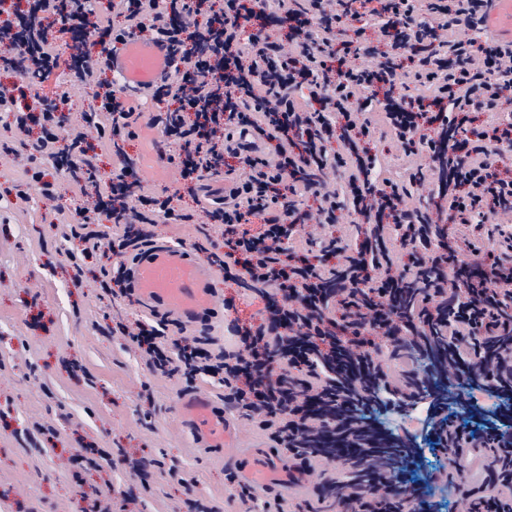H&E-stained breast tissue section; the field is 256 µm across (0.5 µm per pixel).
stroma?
I'll use <instances>...</instances> for the list:
<instances>
[{
  "label": "stroma",
  "mask_w": 512,
  "mask_h": 512,
  "mask_svg": "<svg viewBox=\"0 0 512 512\" xmlns=\"http://www.w3.org/2000/svg\"><path fill=\"white\" fill-rule=\"evenodd\" d=\"M58 66L39 86L40 95H67L65 111L77 120L94 102L93 84L69 80L72 50L57 42ZM27 152L0 149V512H261L282 498L285 512H326L328 477L338 464L313 466L304 481L260 492L253 506L241 500L234 482L237 453L267 448V433L238 416L233 448L197 446L181 424L179 400L202 392L223 401L225 389L209 376L188 378L151 370L145 355L120 332L146 321L121 283L100 286L102 269H118L112 253L83 254L77 237H62L54 225L59 206L75 208L79 199L69 177L57 178L60 199L44 198L28 186ZM140 177L146 192L173 195L177 208L194 212L189 224H155L153 238L191 246L207 264L222 228L197 211L178 169L169 163ZM262 300L231 281H218L211 349L225 347V325L259 324ZM143 460L131 472L124 457ZM453 472L461 489L476 487L473 472L454 468L442 455H425L418 484L434 512H458L434 476Z\"/></svg>",
  "instance_id": "35a3bbf8"
}]
</instances>
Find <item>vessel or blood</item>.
Masks as SVG:
<instances>
[{"instance_id":"vessel-or-blood-1","label":"vessel or blood","mask_w":512,"mask_h":512,"mask_svg":"<svg viewBox=\"0 0 512 512\" xmlns=\"http://www.w3.org/2000/svg\"><path fill=\"white\" fill-rule=\"evenodd\" d=\"M484 26L501 41L512 42V0H492ZM173 68L167 45L144 36L128 40L112 63L122 86L137 91L153 86ZM128 264L132 290L145 310L164 314L185 330L209 329L215 271L198 262L191 248L171 243L146 244L131 250ZM179 409L186 430L199 446H233L234 427L211 397L182 396ZM292 474L291 467L267 449L252 448L238 455V485L258 486L272 475L286 481Z\"/></svg>"}]
</instances>
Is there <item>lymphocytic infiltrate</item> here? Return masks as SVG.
I'll use <instances>...</instances> for the list:
<instances>
[{"label": "lymphocytic infiltrate", "mask_w": 512, "mask_h": 512, "mask_svg": "<svg viewBox=\"0 0 512 512\" xmlns=\"http://www.w3.org/2000/svg\"><path fill=\"white\" fill-rule=\"evenodd\" d=\"M25 2L22 10L0 5V70L16 78L0 89V112L12 114L22 136L29 181L58 196L44 165L96 169L93 145H114L138 121L135 107L105 92L83 113L96 144L77 135L58 150L67 123L62 103L37 114L25 103L55 68L52 45L69 33L100 39L96 55L77 56L71 67L82 83L111 70L119 44L149 33L180 67L141 92L170 104L148 123L179 145L168 163L190 180L196 206L224 227V251L214 261L225 279L264 300L270 314L267 323L235 327L234 350L211 364L193 344L167 340L165 324L140 329L134 340L155 354L156 369L222 375L226 401L256 418L289 458L354 469V478L327 484L328 503L341 512H419L424 505L423 490L403 482L422 449L407 437L380 446L366 422L372 410L420 414L427 435L451 430L466 447L496 449L501 464L490 477L512 487V430L492 418L478 431L456 427L421 369L423 358L439 355L443 376L466 368L469 391L497 399L512 391V226L495 227L500 253L479 246L489 219L512 209V176L490 161L492 150L512 151V122L479 127L472 119L496 110L512 88V43L483 33L459 40L452 70L436 47L448 30L489 12L492 0H219L213 8L208 0H110L122 20L117 28L104 25L99 0ZM379 13L383 34L366 67L356 61L362 47L352 33ZM270 20L285 40L268 34ZM286 41L292 53L284 52ZM412 85L422 95H396ZM381 128L406 154L428 153L430 179L450 199L452 234L411 204L405 180L382 175L378 157L360 153ZM334 140L342 152L331 153ZM331 171L346 178L344 192L326 190ZM137 174L124 156L107 187L91 181L92 201L72 216L86 252L97 249L95 225L104 216L118 229L116 255L148 242L145 225L191 221L171 198L142 195ZM310 197L312 212L300 207ZM349 205L359 216L344 237L321 245L336 264L298 257L299 227L335 223ZM258 215L263 236L240 232ZM395 231L408 261L384 274L372 243Z\"/></svg>", "instance_id": "obj_1"}]
</instances>
